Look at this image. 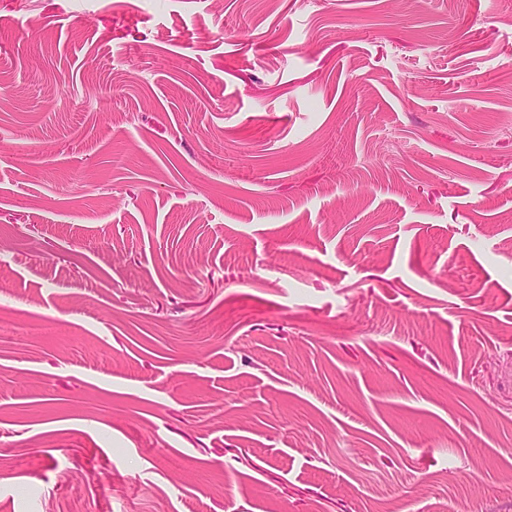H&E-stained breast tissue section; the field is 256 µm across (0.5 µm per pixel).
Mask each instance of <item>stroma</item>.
<instances>
[{
	"instance_id": "35a3bbf8",
	"label": "stroma",
	"mask_w": 512,
	"mask_h": 512,
	"mask_svg": "<svg viewBox=\"0 0 512 512\" xmlns=\"http://www.w3.org/2000/svg\"><path fill=\"white\" fill-rule=\"evenodd\" d=\"M0 512H512V0H0Z\"/></svg>"
}]
</instances>
